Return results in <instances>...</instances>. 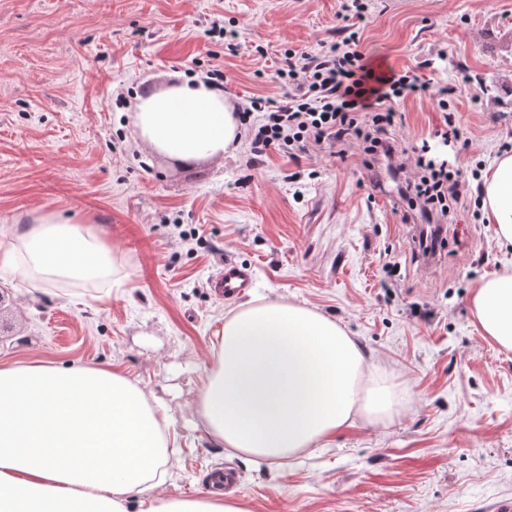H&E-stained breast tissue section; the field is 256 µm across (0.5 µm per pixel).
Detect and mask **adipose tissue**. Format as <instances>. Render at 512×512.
Here are the masks:
<instances>
[{
    "label": "adipose tissue",
    "mask_w": 512,
    "mask_h": 512,
    "mask_svg": "<svg viewBox=\"0 0 512 512\" xmlns=\"http://www.w3.org/2000/svg\"><path fill=\"white\" fill-rule=\"evenodd\" d=\"M139 139L179 163L224 155L240 126L222 91L181 81L139 96ZM482 207L501 245H512V154L498 156L482 182ZM12 267L45 280L92 279L114 258L100 237L55 214L36 217L19 238L0 239ZM483 334L512 350V272L480 279L471 295ZM214 367L198 398L217 443L258 458L310 448L336 434L356 406L387 414L393 389L359 395L364 357L346 331L296 303L261 299L225 319ZM170 414L138 382L108 368H0V512L39 500L55 512H125L151 489L165 462ZM145 512H249L215 496L152 499Z\"/></svg>",
    "instance_id": "ef3b65f1"
}]
</instances>
